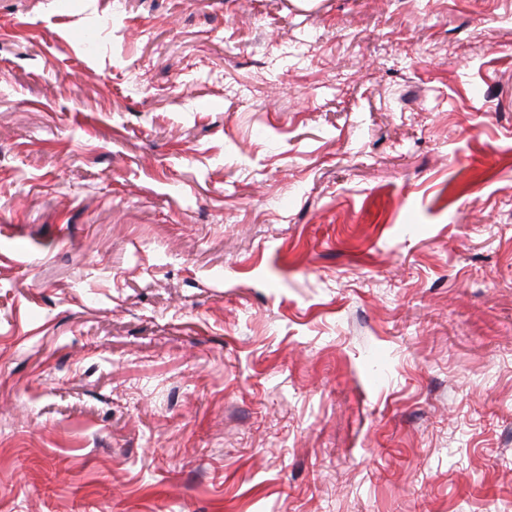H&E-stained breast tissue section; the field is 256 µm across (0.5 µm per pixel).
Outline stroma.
<instances>
[{"mask_svg": "<svg viewBox=\"0 0 512 512\" xmlns=\"http://www.w3.org/2000/svg\"><path fill=\"white\" fill-rule=\"evenodd\" d=\"M0 512H512V0H0Z\"/></svg>", "mask_w": 512, "mask_h": 512, "instance_id": "1", "label": "stroma"}]
</instances>
